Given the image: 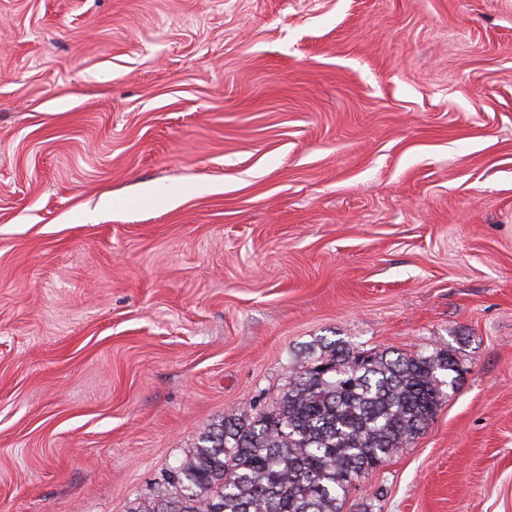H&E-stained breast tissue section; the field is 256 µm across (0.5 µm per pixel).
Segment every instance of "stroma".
<instances>
[{
	"label": "stroma",
	"mask_w": 512,
	"mask_h": 512,
	"mask_svg": "<svg viewBox=\"0 0 512 512\" xmlns=\"http://www.w3.org/2000/svg\"><path fill=\"white\" fill-rule=\"evenodd\" d=\"M334 340L459 364L343 512H512V0H0V512H130Z\"/></svg>",
	"instance_id": "1"
}]
</instances>
